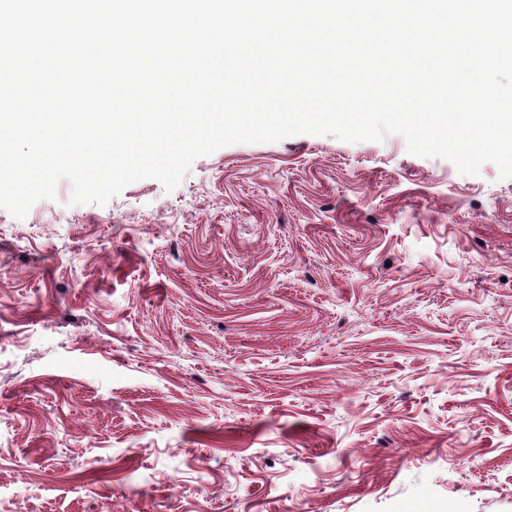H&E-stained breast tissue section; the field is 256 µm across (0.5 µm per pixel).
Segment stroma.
<instances>
[{"mask_svg":"<svg viewBox=\"0 0 512 512\" xmlns=\"http://www.w3.org/2000/svg\"><path fill=\"white\" fill-rule=\"evenodd\" d=\"M0 208V512H512V178L298 134Z\"/></svg>","mask_w":512,"mask_h":512,"instance_id":"stroma-1","label":"stroma"}]
</instances>
